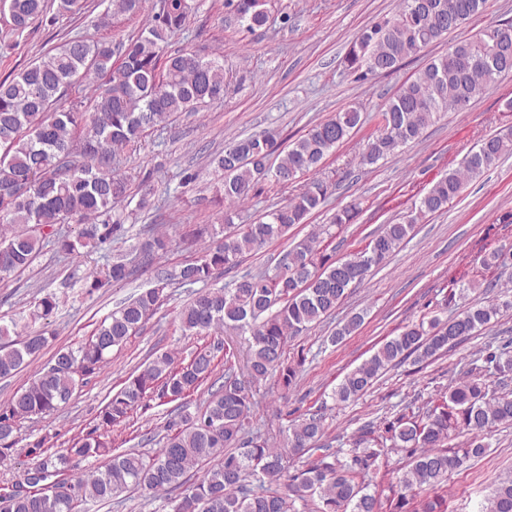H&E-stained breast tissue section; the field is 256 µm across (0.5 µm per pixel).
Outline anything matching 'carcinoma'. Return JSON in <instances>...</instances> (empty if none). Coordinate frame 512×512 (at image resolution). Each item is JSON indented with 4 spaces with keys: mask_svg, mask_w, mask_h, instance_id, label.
<instances>
[{
    "mask_svg": "<svg viewBox=\"0 0 512 512\" xmlns=\"http://www.w3.org/2000/svg\"><path fill=\"white\" fill-rule=\"evenodd\" d=\"M145 0H110L98 26L117 16H137ZM486 0H398L392 18L364 30L346 56L347 69L360 79L390 73L430 44L459 28L484 10ZM237 20L249 30L265 25V0H228ZM45 0H0L15 29L22 31L43 15ZM192 0H161L160 11L138 34L125 41L90 40L74 36L43 54L13 77L0 81V182L21 180L27 190L0 198V253L11 256L7 275L28 268L43 244L74 256L81 248L97 249L124 236L116 220L99 222L128 197V181L112 173V156L137 150L148 131L174 121L183 112H198L224 100L223 56L202 58L188 50L168 51L182 31ZM499 26L480 31L445 55L432 60L378 112L372 135L359 153V164L372 166L420 139L438 114L461 112L475 98L512 74V38L499 40ZM119 57L120 62L113 61ZM93 75H105L91 101L67 103ZM361 121L355 109L338 112L313 125L279 162H271L276 133L236 137L209 164L221 173L218 204L248 199L267 180L283 188L304 175L320 171L327 155L346 141ZM512 153V130L481 141L459 167L436 180L414 204L415 214L380 227L355 254L336 258V233L355 217V207L336 213L332 223L317 226L294 243L273 272L247 273L231 284L204 288L178 313L184 336H209L217 330L245 329L252 343L246 358L252 380H274L290 392L304 359L290 361L288 345L303 332L336 312L350 288L410 240L417 220L441 213L462 193L467 181L480 176L502 156ZM335 185L314 178L275 205L254 224L209 243L181 269H155L154 286L124 301L75 348L58 349L12 400L0 408V466L11 460L20 424L50 417L75 390L105 367L112 349L139 333L161 306L164 289L177 281L206 283L237 267L243 258L307 223L332 194ZM83 225L76 237L59 224ZM123 260L107 268L105 278L88 283L93 292L129 278ZM487 288L512 283V243L487 251L480 265ZM58 298L47 294L34 302L32 318L46 320ZM512 308V301L473 304L449 319L433 317L406 325L385 340L362 363L349 370L332 390L339 403L363 396L389 369L410 360L431 363L476 335L492 319ZM356 313L340 322L329 341L343 342L361 325ZM0 324V379L11 377L48 346V330L31 328L15 340ZM224 359V382L215 378L218 358ZM462 381L422 403L410 401L386 412L360 429L352 447L323 442L326 412L322 407L290 417L288 447L274 448L248 428L256 404L238 377L239 356L219 340L198 348L184 363L174 353L153 356L128 379L99 413L95 428L74 440L66 452L45 454L41 442L26 455L40 458L27 473L29 491L15 484L0 492V512H85L90 501L117 499L131 491H176L172 512H381L382 503L369 491L371 471L393 452L409 459L405 470L390 472L393 512H446L439 489L448 475L483 457L485 436L499 426H512V338L497 340ZM497 380H491L492 375ZM208 385L204 409L191 413L185 401ZM156 395L176 403L174 416L158 438L157 450L116 451L101 440L98 429L117 425ZM466 431L461 448L448 446L452 435ZM104 456L107 461L91 475L79 464ZM302 503L297 507L296 503ZM479 512H512V475L498 481Z\"/></svg>",
    "mask_w": 512,
    "mask_h": 512,
    "instance_id": "cac0c4a2",
    "label": "carcinoma"
}]
</instances>
